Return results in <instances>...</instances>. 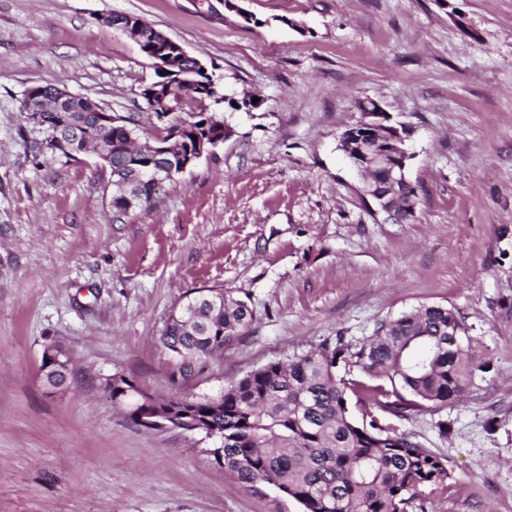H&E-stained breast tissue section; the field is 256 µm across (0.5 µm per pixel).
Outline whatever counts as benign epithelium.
I'll return each mask as SVG.
<instances>
[{"label": "benign epithelium", "instance_id": "obj_1", "mask_svg": "<svg viewBox=\"0 0 512 512\" xmlns=\"http://www.w3.org/2000/svg\"><path fill=\"white\" fill-rule=\"evenodd\" d=\"M155 59L171 61L177 55L188 56L186 50L172 39L153 42ZM360 120L340 138L339 148L349 163L367 179L364 194L369 196L377 211L386 215V220L395 224L410 218L418 205V193L409 192L413 184L408 178V162L411 154L405 147V131L388 124V117L380 106L360 107ZM219 142L197 144L194 154L177 165L172 159L175 145L169 140H158L151 146L158 166L144 173L136 165L117 169L112 176L134 184L148 183L153 191L162 190L176 172H185L203 155L213 153Z\"/></svg>", "mask_w": 512, "mask_h": 512}]
</instances>
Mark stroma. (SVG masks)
I'll return each instance as SVG.
<instances>
[{
  "mask_svg": "<svg viewBox=\"0 0 512 512\" xmlns=\"http://www.w3.org/2000/svg\"><path fill=\"white\" fill-rule=\"evenodd\" d=\"M112 14L181 44L226 98L262 100L225 109L231 137L120 222L109 168L43 149L19 110L56 85L164 136L140 95L155 72ZM366 99L406 130L405 224L337 149ZM200 288L255 318L176 383L159 336ZM427 305L462 318L475 370L459 400L388 419L448 469L419 500L512 512V0H0V512H303L224 473L204 435L132 422L106 379L210 396ZM49 339L72 361L62 390L42 382Z\"/></svg>",
  "mask_w": 512,
  "mask_h": 512,
  "instance_id": "stroma-1",
  "label": "stroma"
}]
</instances>
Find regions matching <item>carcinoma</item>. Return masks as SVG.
<instances>
[{"label":"carcinoma","instance_id":"cac0c4a2","mask_svg":"<svg viewBox=\"0 0 512 512\" xmlns=\"http://www.w3.org/2000/svg\"><path fill=\"white\" fill-rule=\"evenodd\" d=\"M195 58L178 61L183 94L173 104L180 112L198 104L196 120L166 128L182 149L195 145L192 136L224 137L226 98L211 74L196 69ZM55 86H38L29 94L39 106L47 137L42 146L70 158L92 149L107 150L108 166L134 160L152 162L147 143L130 149L132 129L101 123L105 109L83 97L61 107L46 100ZM155 201L152 188L124 189L112 196V210L129 216L125 196ZM247 304L222 289L192 296L166 323L160 341L173 363V375L186 380L203 362L236 341L253 321ZM465 328L454 311L422 306L382 321L374 335L351 352L337 340L289 361L275 360L246 373L213 396H176L163 400L160 420L171 427L214 437L212 461L247 488L276 487L300 503L304 512H414L420 489H442L448 480L443 461L402 436L390 435L385 415L402 416L438 408L465 391L474 366L468 356ZM63 364L44 371L50 388L66 385L70 356L56 345ZM357 367L359 377H351ZM112 404L141 426L140 415L154 412L153 396L121 373L106 379ZM361 406L354 415L351 397ZM371 406L380 412L368 411Z\"/></svg>","mask_w":512,"mask_h":512}]
</instances>
